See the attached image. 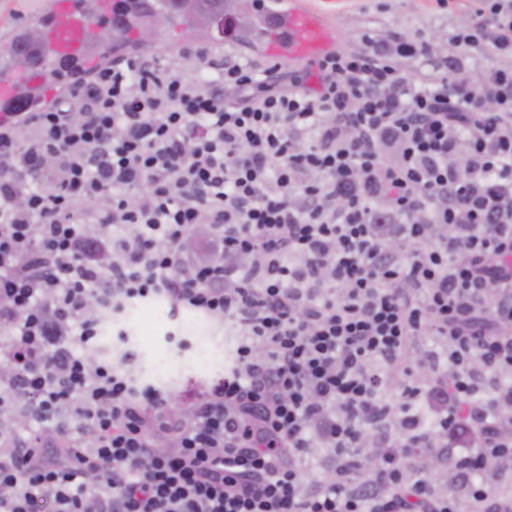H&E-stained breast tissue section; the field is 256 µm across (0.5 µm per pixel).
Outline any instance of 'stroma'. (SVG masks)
Returning <instances> with one entry per match:
<instances>
[{"label": "stroma", "mask_w": 512, "mask_h": 512, "mask_svg": "<svg viewBox=\"0 0 512 512\" xmlns=\"http://www.w3.org/2000/svg\"><path fill=\"white\" fill-rule=\"evenodd\" d=\"M319 15L326 25L328 51L359 50L364 35L379 41L405 40L431 43L427 57L401 59V67L411 76H434L444 61V54L435 50L438 33L466 23L464 13H437L428 0H300ZM171 47L157 52L160 64L179 60L183 51L193 45L207 46L215 54L231 50L249 58L264 61L265 49L245 47L239 39L205 34L197 38L173 33ZM235 336L224 326L205 316L183 310L171 313L165 300L155 298L128 306L118 321L101 331L100 357L119 361L123 349L135 354L132 368L139 385L153 386L170 393L171 401L191 405L195 396L223 380L234 360ZM444 342L436 336L420 337L406 355L402 375L386 373L380 388L381 398L391 408H399L403 398L402 383L420 386L423 390L439 389L449 369L445 364L428 365L433 353L442 352Z\"/></svg>", "instance_id": "1"}]
</instances>
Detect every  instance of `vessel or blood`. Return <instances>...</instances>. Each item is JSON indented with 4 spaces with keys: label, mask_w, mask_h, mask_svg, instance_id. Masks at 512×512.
<instances>
[{
    "label": "vessel or blood",
    "mask_w": 512,
    "mask_h": 512,
    "mask_svg": "<svg viewBox=\"0 0 512 512\" xmlns=\"http://www.w3.org/2000/svg\"><path fill=\"white\" fill-rule=\"evenodd\" d=\"M259 22L272 55L304 60L315 58L324 50L322 22L316 14L301 7L294 6L283 13L267 12ZM42 25L44 39L39 50L53 62L95 57L96 51L89 40V18L78 0H53V13L43 19ZM44 84L43 73L28 72L26 91L21 94L10 78H1L0 120L14 112L37 110Z\"/></svg>",
    "instance_id": "obj_1"
}]
</instances>
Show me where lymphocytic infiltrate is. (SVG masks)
Masks as SVG:
<instances>
[{"label": "lymphocytic infiltrate", "instance_id": "obj_1", "mask_svg": "<svg viewBox=\"0 0 512 512\" xmlns=\"http://www.w3.org/2000/svg\"><path fill=\"white\" fill-rule=\"evenodd\" d=\"M471 9L450 38L496 59L478 84L453 61L409 75L398 61L423 41L367 40L283 90L278 64L198 47L0 123V512H512L478 478L512 462V419L494 412L512 402V0ZM195 240L218 258L186 263ZM154 297L239 337L187 421L91 355L108 317ZM430 335L449 393L405 388L400 446L365 475L357 450L391 413L375 368ZM486 376L462 495L404 480L400 454L445 449L425 407L458 433L455 405ZM317 441L337 475L311 482L299 460Z\"/></svg>", "mask_w": 512, "mask_h": 512}]
</instances>
